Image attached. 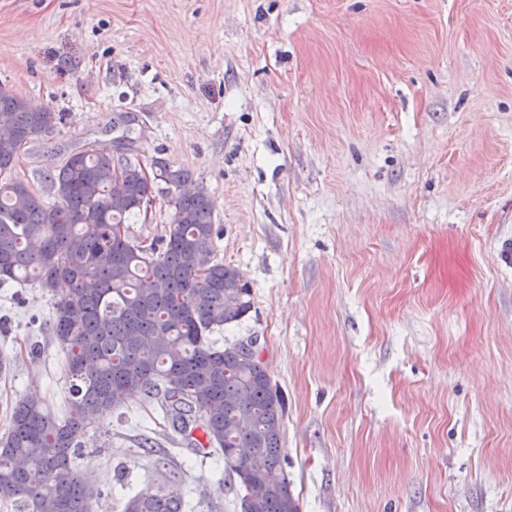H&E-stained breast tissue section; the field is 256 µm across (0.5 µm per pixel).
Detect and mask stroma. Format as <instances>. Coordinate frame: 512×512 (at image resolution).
I'll use <instances>...</instances> for the list:
<instances>
[{"label":"stroma","mask_w":512,"mask_h":512,"mask_svg":"<svg viewBox=\"0 0 512 512\" xmlns=\"http://www.w3.org/2000/svg\"><path fill=\"white\" fill-rule=\"evenodd\" d=\"M0 87L62 113L14 169L133 140L193 171L217 255L287 401L300 512H512V0H0ZM38 285L0 286V432L34 395L66 417ZM132 398L89 419L95 512L185 473L192 512H240L224 462Z\"/></svg>","instance_id":"obj_1"}]
</instances>
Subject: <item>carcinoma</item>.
<instances>
[{
	"instance_id": "1",
	"label": "carcinoma",
	"mask_w": 512,
	"mask_h": 512,
	"mask_svg": "<svg viewBox=\"0 0 512 512\" xmlns=\"http://www.w3.org/2000/svg\"><path fill=\"white\" fill-rule=\"evenodd\" d=\"M60 115L0 88V285L33 281L53 301L52 335L66 356L71 399L60 419L36 396L0 436V498L17 512H94L99 491L73 459L85 420L139 395L174 432L224 455L242 512H300L284 468L286 400L243 342L218 348L214 329L251 309L239 269L217 258L212 201L192 172L93 148L71 151L48 176L55 201L12 176L19 154ZM161 194L164 235L130 221ZM201 432L202 437L195 436ZM121 512H187L175 490L142 488Z\"/></svg>"
}]
</instances>
